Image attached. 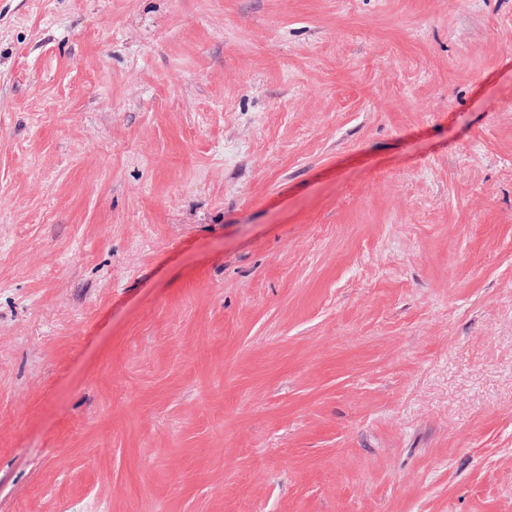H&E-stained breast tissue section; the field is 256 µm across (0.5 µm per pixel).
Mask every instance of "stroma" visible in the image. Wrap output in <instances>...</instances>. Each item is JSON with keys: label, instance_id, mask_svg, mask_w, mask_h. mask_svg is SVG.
Listing matches in <instances>:
<instances>
[{"label": "stroma", "instance_id": "stroma-1", "mask_svg": "<svg viewBox=\"0 0 512 512\" xmlns=\"http://www.w3.org/2000/svg\"><path fill=\"white\" fill-rule=\"evenodd\" d=\"M0 512H512V0H0Z\"/></svg>", "mask_w": 512, "mask_h": 512}]
</instances>
